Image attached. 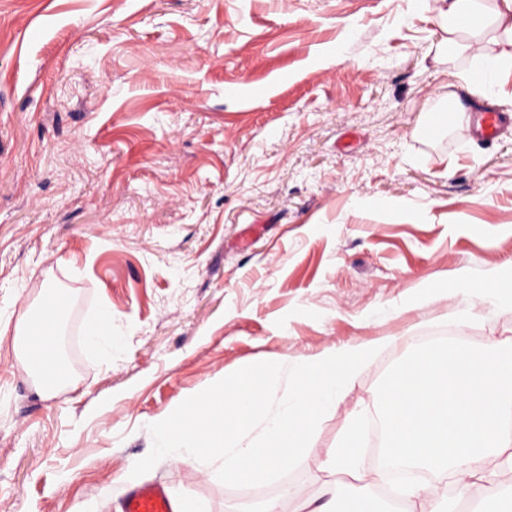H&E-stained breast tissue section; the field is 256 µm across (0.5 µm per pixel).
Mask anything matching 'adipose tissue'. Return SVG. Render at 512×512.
<instances>
[{
	"label": "adipose tissue",
	"mask_w": 512,
	"mask_h": 512,
	"mask_svg": "<svg viewBox=\"0 0 512 512\" xmlns=\"http://www.w3.org/2000/svg\"><path fill=\"white\" fill-rule=\"evenodd\" d=\"M443 23L440 49L484 59L495 73L512 70V0H434ZM69 299L54 282L43 285L34 308L15 326V364L48 396L66 381L63 360L49 343ZM384 456L424 468L431 480L405 489L401 512H439L449 488L475 492L478 512H512V357L472 351L465 343L421 348L390 374L381 396ZM362 423L353 418L339 446L327 449L324 464L350 477L356 489L342 499L325 498L310 512H379L377 499L360 490L367 481Z\"/></svg>",
	"instance_id": "obj_1"
}]
</instances>
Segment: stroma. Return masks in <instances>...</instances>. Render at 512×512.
I'll return each instance as SVG.
<instances>
[{
  "mask_svg": "<svg viewBox=\"0 0 512 512\" xmlns=\"http://www.w3.org/2000/svg\"><path fill=\"white\" fill-rule=\"evenodd\" d=\"M441 35L421 0H0V319L56 280L76 379L39 396L0 337V512H121L143 484L298 512L419 336L512 338L511 309L425 300L512 268V129L419 134L479 67L436 56ZM105 304L109 353L83 335ZM362 343L379 353L290 474L232 488L163 459L131 477L188 396ZM482 284H477L471 280L465 273H460L458 280L448 287V282L438 285L435 288H431L429 293V299L437 301L440 299H448V297L455 296L459 292H467L470 290H484L486 288H479Z\"/></svg>",
  "mask_w": 512,
  "mask_h": 512,
  "instance_id": "stroma-1",
  "label": "stroma"
}]
</instances>
